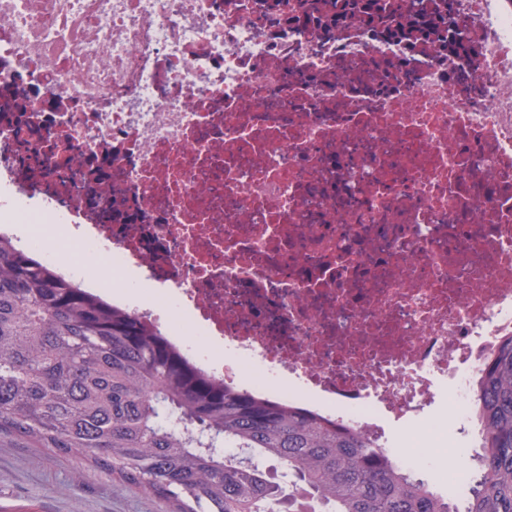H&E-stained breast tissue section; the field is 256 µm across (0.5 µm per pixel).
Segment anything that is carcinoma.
Listing matches in <instances>:
<instances>
[{
	"instance_id": "cac0c4a2",
	"label": "carcinoma",
	"mask_w": 512,
	"mask_h": 512,
	"mask_svg": "<svg viewBox=\"0 0 512 512\" xmlns=\"http://www.w3.org/2000/svg\"><path fill=\"white\" fill-rule=\"evenodd\" d=\"M472 404L479 450L453 501L356 427L207 377L138 318L0 244V438L84 457L170 512H512V336Z\"/></svg>"
}]
</instances>
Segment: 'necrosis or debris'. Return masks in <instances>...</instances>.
Wrapping results in <instances>:
<instances>
[{"label": "necrosis or debris", "mask_w": 512, "mask_h": 512, "mask_svg": "<svg viewBox=\"0 0 512 512\" xmlns=\"http://www.w3.org/2000/svg\"><path fill=\"white\" fill-rule=\"evenodd\" d=\"M0 240L135 269L155 301L88 290L211 378L454 461L425 414L512 335V0H0Z\"/></svg>", "instance_id": "1"}]
</instances>
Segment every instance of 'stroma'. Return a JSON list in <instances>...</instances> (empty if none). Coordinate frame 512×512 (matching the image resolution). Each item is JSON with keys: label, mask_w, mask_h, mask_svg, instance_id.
Masks as SVG:
<instances>
[{"label": "stroma", "mask_w": 512, "mask_h": 512, "mask_svg": "<svg viewBox=\"0 0 512 512\" xmlns=\"http://www.w3.org/2000/svg\"><path fill=\"white\" fill-rule=\"evenodd\" d=\"M0 512H168L167 502L85 458L0 441Z\"/></svg>", "instance_id": "35a3bbf8"}]
</instances>
